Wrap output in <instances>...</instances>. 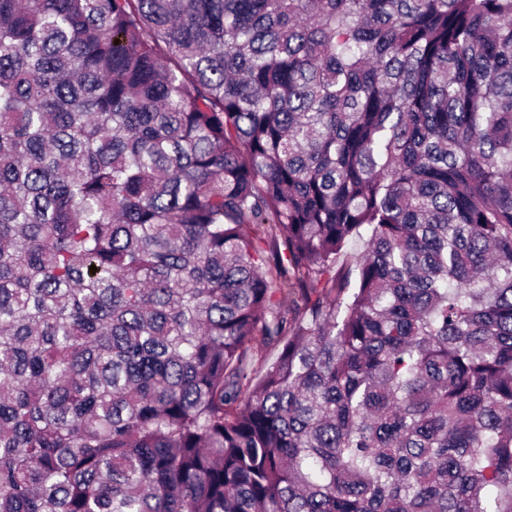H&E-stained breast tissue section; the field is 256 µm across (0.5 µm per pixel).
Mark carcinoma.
Listing matches in <instances>:
<instances>
[{
  "label": "carcinoma",
  "instance_id": "1",
  "mask_svg": "<svg viewBox=\"0 0 512 512\" xmlns=\"http://www.w3.org/2000/svg\"><path fill=\"white\" fill-rule=\"evenodd\" d=\"M0 512H512V0H0Z\"/></svg>",
  "mask_w": 512,
  "mask_h": 512
}]
</instances>
